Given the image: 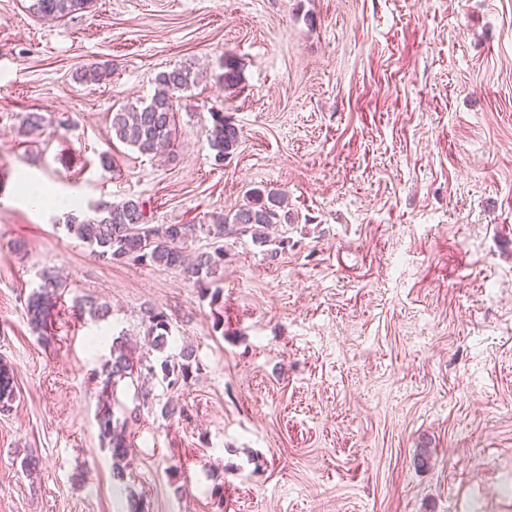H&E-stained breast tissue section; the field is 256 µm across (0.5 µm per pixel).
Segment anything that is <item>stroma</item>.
Instances as JSON below:
<instances>
[{
    "mask_svg": "<svg viewBox=\"0 0 512 512\" xmlns=\"http://www.w3.org/2000/svg\"><path fill=\"white\" fill-rule=\"evenodd\" d=\"M30 5L0 0V359L17 386L0 512H130L106 404L147 512H512V0H89L53 21ZM93 66L110 73L81 80ZM176 66L207 74L168 151L113 140V112ZM29 112L43 132H23ZM214 112L242 128L220 166ZM31 181L139 198L153 224L276 188L287 245L226 240L214 306L178 270L92 256L64 211L26 200ZM45 267L66 288L43 342L25 300ZM87 297L107 320L73 315ZM149 307L199 368L152 379L143 408L131 385L106 397L92 341L145 346ZM99 432L103 440H108L109 450L112 456V470L114 476L123 479L125 466L123 465L127 456L131 452L132 444L127 441L121 433H117L112 425V414L110 407H103L102 412L97 415Z\"/></svg>",
    "mask_w": 512,
    "mask_h": 512,
    "instance_id": "stroma-1",
    "label": "stroma"
}]
</instances>
